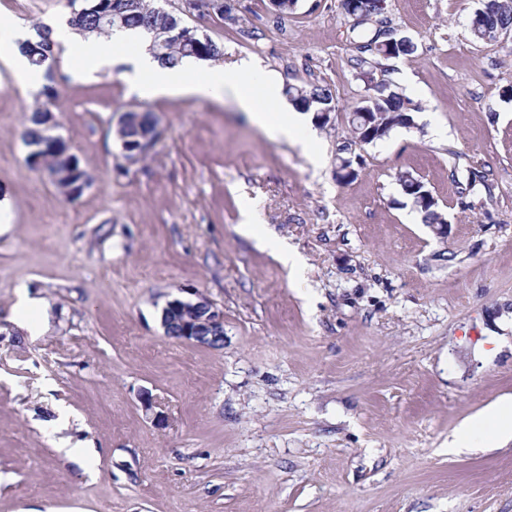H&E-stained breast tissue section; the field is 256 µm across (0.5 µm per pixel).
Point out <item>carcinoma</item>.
<instances>
[{"label":"carcinoma","mask_w":512,"mask_h":512,"mask_svg":"<svg viewBox=\"0 0 512 512\" xmlns=\"http://www.w3.org/2000/svg\"><path fill=\"white\" fill-rule=\"evenodd\" d=\"M94 9L81 14H70L69 25L74 33L87 38L89 36L111 37L119 32L130 29H139L146 36H151L158 29L165 28L168 21H177L178 16L168 13V16L160 15L158 7L153 0H91ZM342 13L346 17L355 20L354 27L364 25L359 20L360 12L364 7L363 0H340ZM388 25V20H382V26L363 31L355 41L357 51L356 61L365 62V56H376L385 60L399 57H410L416 52V46L412 40H407L397 48L395 53H390L383 46L382 27ZM36 37L25 43L24 53L29 56L31 63L39 68H45L46 84L43 86L37 105L28 118L29 125L23 133L27 146L36 155L43 157V171L61 174L67 171L64 163V152L67 147L63 141L50 133L45 122L41 120V114L52 111L60 96L57 87L54 70L48 61L54 58L53 41L48 32L40 25H33ZM512 31V0H495L494 9L482 15L477 22L471 24L470 33L476 42L495 41L501 35ZM150 50L163 65L174 66L185 57H195L201 60L216 61L224 55L223 47L209 37H204L198 42L195 50H190L185 45L177 42L168 43L161 49L156 43L150 44ZM288 99L305 112H320L324 109L333 112L335 105L331 93L320 86H296L290 85L286 89ZM418 107L412 101L399 93L387 81L377 86V95L371 96L360 102L349 113L348 123L353 137L360 135L364 127L363 113H369L370 123L375 125L379 135L372 139L376 143L388 137L386 130L393 124L413 119V113ZM130 122L124 130L123 137L126 144L132 145L146 134L152 132L156 116L149 111L128 109Z\"/></svg>","instance_id":"carcinoma-1"}]
</instances>
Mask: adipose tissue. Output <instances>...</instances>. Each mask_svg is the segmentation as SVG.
<instances>
[{"label":"adipose tissue","instance_id":"1","mask_svg":"<svg viewBox=\"0 0 512 512\" xmlns=\"http://www.w3.org/2000/svg\"><path fill=\"white\" fill-rule=\"evenodd\" d=\"M0 35L6 38L0 63L8 66L25 92H39L43 72L30 64L23 51L24 43L33 36L32 31L13 18L0 15ZM72 43L70 63L76 73L109 70L119 65L129 92L138 96L230 98L249 114L258 128L274 137L301 145L310 144L315 138L299 110L284 101L280 75L261 68L255 60L242 59L223 69L205 68L196 58L187 57L176 66H164L149 52L143 34L137 30L118 33L108 41L91 38ZM478 430L485 432L488 447L511 442L512 399L498 401L464 421L448 443L449 452L470 447V437Z\"/></svg>","mask_w":512,"mask_h":512}]
</instances>
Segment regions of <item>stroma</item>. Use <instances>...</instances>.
Listing matches in <instances>:
<instances>
[{
	"label": "stroma",
	"instance_id": "obj_1",
	"mask_svg": "<svg viewBox=\"0 0 512 512\" xmlns=\"http://www.w3.org/2000/svg\"><path fill=\"white\" fill-rule=\"evenodd\" d=\"M233 5V23L182 21L222 65L328 87L312 151L227 99L75 80L62 43L52 132L91 178L66 201L26 162L32 104L0 64V512H512V442L448 452L465 418L512 396V32L472 40L481 0H387L417 52L356 66L339 0L284 17ZM383 80L415 125L354 144L347 116ZM130 108L161 128L134 163L114 134ZM344 151L362 160L346 183ZM405 172L446 237L402 195ZM23 287L46 303L37 336L14 320ZM199 295L224 314L223 347L163 331L165 303ZM65 438L95 449L89 469Z\"/></svg>",
	"mask_w": 512,
	"mask_h": 512
}]
</instances>
